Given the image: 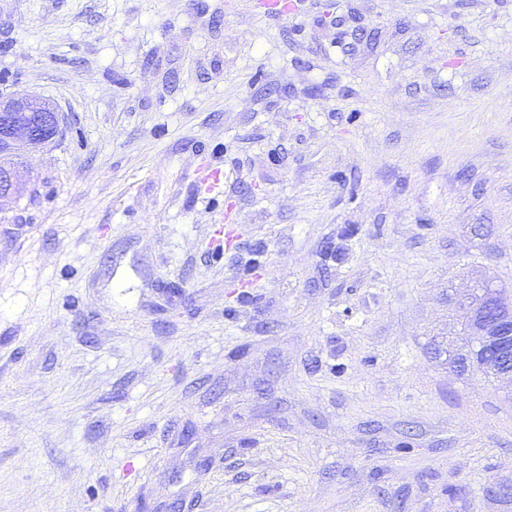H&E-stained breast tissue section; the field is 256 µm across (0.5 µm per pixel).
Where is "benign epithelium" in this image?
<instances>
[{
    "label": "benign epithelium",
    "mask_w": 512,
    "mask_h": 512,
    "mask_svg": "<svg viewBox=\"0 0 512 512\" xmlns=\"http://www.w3.org/2000/svg\"><path fill=\"white\" fill-rule=\"evenodd\" d=\"M47 128L60 133V115L36 99L9 97L0 92V150L22 155L35 149V140ZM19 193V167L0 174V206ZM463 323L467 334L479 348L498 347L512 354V292L496 284L486 286L482 302L470 307ZM467 373L490 375L512 387V361L478 360L469 356L463 361Z\"/></svg>",
    "instance_id": "benign-epithelium-1"
}]
</instances>
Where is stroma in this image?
Here are the masks:
<instances>
[{
	"label": "stroma",
	"instance_id": "stroma-1",
	"mask_svg": "<svg viewBox=\"0 0 512 512\" xmlns=\"http://www.w3.org/2000/svg\"><path fill=\"white\" fill-rule=\"evenodd\" d=\"M0 73V512H512V0H0ZM14 112H40L36 123L29 129L17 130ZM40 119V121H39ZM51 128L57 136L61 131L60 115L52 108L42 105L36 99L9 97L0 91V152L1 149L21 156L25 150H34L35 140L44 134V129ZM19 168L20 164L8 168L4 174H0V206L10 202L19 193ZM482 302L470 307L463 323L467 334L479 348L499 347L504 353H510L511 362L506 359L478 361L472 355L465 357L463 366L470 374L490 375L496 381L512 387V293L497 284L485 287Z\"/></svg>",
	"mask_w": 512,
	"mask_h": 512
}]
</instances>
